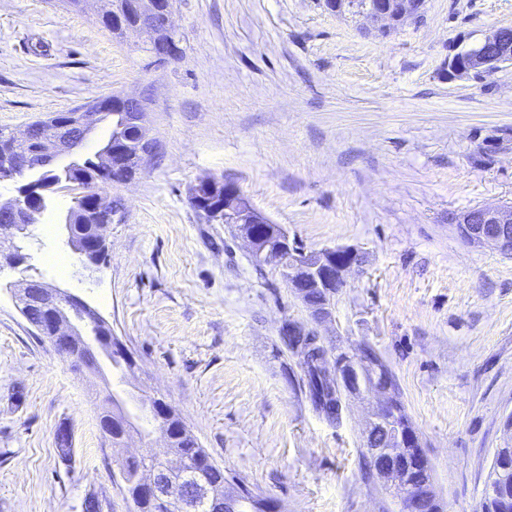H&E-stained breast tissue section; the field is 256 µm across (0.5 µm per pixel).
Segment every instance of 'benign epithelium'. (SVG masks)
<instances>
[{"mask_svg": "<svg viewBox=\"0 0 512 512\" xmlns=\"http://www.w3.org/2000/svg\"><path fill=\"white\" fill-rule=\"evenodd\" d=\"M421 3L422 0H370L365 17L375 29L388 32L397 27L403 18L415 17ZM135 11L136 27L155 29L152 57L161 61L176 59L181 53V46L175 37L176 30L172 23V0H136ZM505 31L506 28H499L481 41L448 57V78H468L476 74L489 76L501 65L511 62ZM117 103L134 111L139 124L135 156L128 157L121 147L101 152V162L112 167L116 182L123 183L131 179L128 167L142 166L144 157L150 151L151 138L146 122V99L119 95ZM52 118L55 125L53 137L44 135L40 119L14 133L17 140L34 143L37 149L31 156L13 157L8 164V172H0L1 182H13L19 171L50 167L58 157L72 154L83 145L86 136L98 122L99 110L92 108L80 112H58ZM213 188L212 180L200 182L194 188L191 200L205 207L204 214L210 220L229 225L236 236L245 240L250 247L252 260L257 265L278 268L285 284L299 300H304L308 288H325L331 294L339 292L346 284L348 272L361 264L360 254L351 247L310 252L302 250L283 226L276 227L273 240H264L258 234L257 227L269 224L270 220L257 211L237 187L227 182L224 183L222 201L212 207L208 206L206 195ZM32 191L33 188L27 187L17 197L0 202V243L9 244L5 257L6 263L12 268L26 264L27 254L20 247L19 238L34 223L35 215L42 211V208L24 200L25 195ZM90 209L94 213L92 230L72 247L79 257L80 265L85 269L99 264L100 252L105 248L106 232L112 224V197L97 196ZM455 222L458 233L469 245L488 247L504 256H512L511 204H486L455 218ZM14 293L22 315L39 333L47 334L51 345L65 358L71 360L82 356L98 375L101 374L96 357L98 350L109 361L115 352L127 360L133 359L106 320L81 296L28 276L17 281ZM334 378L345 395L359 396L368 390L382 396L371 413L364 448L384 488L403 500L407 499V495L401 492L405 479L402 455L404 448L413 442L414 436L385 417V411L391 403L390 388L375 381L367 384L361 362L347 352L335 357ZM139 403L141 408L158 421L176 415L175 410L161 398L145 396L139 399ZM180 467V460L175 456L165 460L162 467L146 472L140 479L136 499L127 502L128 512H141L138 501L144 499L161 507L175 506L180 512H191L200 500L212 512H238L237 497L224 494V484L212 483L204 478L190 483L181 477L177 479L175 474ZM507 503H512V482H507L495 471L490 478L485 510L500 512L501 506Z\"/></svg>", "mask_w": 512, "mask_h": 512, "instance_id": "1", "label": "benign epithelium"}]
</instances>
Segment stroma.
Returning a JSON list of instances; mask_svg holds the SVG:
<instances>
[{"mask_svg":"<svg viewBox=\"0 0 512 512\" xmlns=\"http://www.w3.org/2000/svg\"><path fill=\"white\" fill-rule=\"evenodd\" d=\"M100 7L0 0V129L146 98L152 149L111 189L106 262L50 263L71 252L68 188L26 241L32 275L81 295L136 368L106 363L105 383H89L22 315L19 271L0 267V512H83L89 498L127 512L117 459L165 445L136 434L112 447L98 416L106 394L132 411L143 392L281 512H401L366 465L376 396L344 397L329 422L280 338L288 322L385 362L445 512H476L494 449L512 446V257L468 245L448 216L512 203V64L455 81L446 69L457 42L512 27V0H426L421 22L386 36L324 0H175L183 53L162 65L138 37L103 28ZM214 178L305 250L359 252L330 321L192 207V187Z\"/></svg>","mask_w":512,"mask_h":512,"instance_id":"35a3bbf8","label":"stroma"}]
</instances>
